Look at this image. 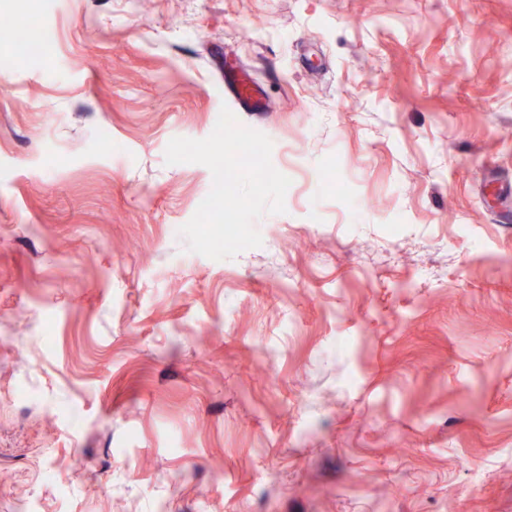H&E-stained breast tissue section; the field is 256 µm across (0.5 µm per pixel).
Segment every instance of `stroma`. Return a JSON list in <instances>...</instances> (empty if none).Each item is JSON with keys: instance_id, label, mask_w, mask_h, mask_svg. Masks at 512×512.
I'll return each mask as SVG.
<instances>
[{"instance_id": "1", "label": "stroma", "mask_w": 512, "mask_h": 512, "mask_svg": "<svg viewBox=\"0 0 512 512\" xmlns=\"http://www.w3.org/2000/svg\"><path fill=\"white\" fill-rule=\"evenodd\" d=\"M41 24L39 66L0 40V512H512V0ZM240 66L291 185L213 260L165 150Z\"/></svg>"}]
</instances>
